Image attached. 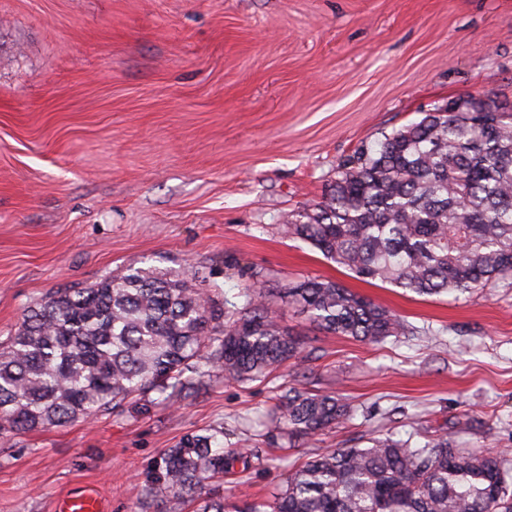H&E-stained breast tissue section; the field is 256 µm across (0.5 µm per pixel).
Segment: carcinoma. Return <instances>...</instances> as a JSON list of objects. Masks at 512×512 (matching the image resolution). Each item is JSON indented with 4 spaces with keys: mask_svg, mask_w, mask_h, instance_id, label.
<instances>
[{
    "mask_svg": "<svg viewBox=\"0 0 512 512\" xmlns=\"http://www.w3.org/2000/svg\"><path fill=\"white\" fill-rule=\"evenodd\" d=\"M455 102L364 148L336 170L322 200L288 217L283 235L366 282L418 295H462L512 278V106ZM320 328L374 345L417 328L372 299L322 278L280 289ZM300 342L251 286L218 303L198 277L128 269L65 288L24 313L0 341V431L63 427L156 392L189 395L220 369L246 382L300 358ZM343 398L292 386L271 410L292 442L355 416ZM224 428L166 449L139 500L178 497L192 512H224L208 487L249 461L224 451ZM236 512H512V457L461 448L448 435L388 434L318 454L292 470L270 502Z\"/></svg>",
    "mask_w": 512,
    "mask_h": 512,
    "instance_id": "cac0c4a2",
    "label": "carcinoma"
}]
</instances>
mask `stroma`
Segmentation results:
<instances>
[{"instance_id":"35a3bbf8","label":"stroma","mask_w":512,"mask_h":512,"mask_svg":"<svg viewBox=\"0 0 512 512\" xmlns=\"http://www.w3.org/2000/svg\"><path fill=\"white\" fill-rule=\"evenodd\" d=\"M470 93L512 104V0H0V336L60 289L158 267L218 300L260 285L310 354L265 380L217 372L185 399L0 433V512H52L82 486L104 512H187L137 493L164 449L218 425L250 463L221 481L229 503L273 499L289 465L377 430L512 452V279L420 296L280 232L356 150ZM307 277L418 334L318 329L277 299ZM295 383L356 417L293 446L266 435Z\"/></svg>"}]
</instances>
